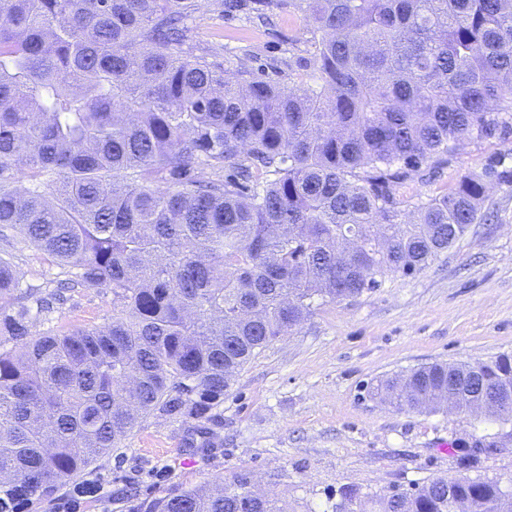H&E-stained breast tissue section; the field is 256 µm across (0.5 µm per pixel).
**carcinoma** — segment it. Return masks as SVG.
Returning a JSON list of instances; mask_svg holds the SVG:
<instances>
[{"label":"carcinoma","mask_w":512,"mask_h":512,"mask_svg":"<svg viewBox=\"0 0 512 512\" xmlns=\"http://www.w3.org/2000/svg\"><path fill=\"white\" fill-rule=\"evenodd\" d=\"M320 84L227 76L186 48L202 0H0V239L69 277L47 298L0 256V512L78 478L150 414L208 424L237 374L318 307L423 270L477 223L489 162L405 191L463 144L512 125V0H292ZM112 321L39 334L82 288ZM512 388V355L431 364L377 386L399 409ZM484 438L463 446L477 462ZM247 476L127 512H287ZM500 484L427 479L333 512H495Z\"/></svg>","instance_id":"cac0c4a2"}]
</instances>
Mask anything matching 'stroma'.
<instances>
[{
  "label": "stroma",
  "mask_w": 512,
  "mask_h": 512,
  "mask_svg": "<svg viewBox=\"0 0 512 512\" xmlns=\"http://www.w3.org/2000/svg\"><path fill=\"white\" fill-rule=\"evenodd\" d=\"M188 26L194 54L226 73L244 66L283 84L292 76L316 83L306 22L292 6L260 22L204 0ZM492 159L512 169V130L456 146L436 179L410 187L436 194ZM483 209L492 220L471 225L422 271L385 275L379 288L314 310L249 361L215 411L212 447L190 446L191 423L147 416L76 481L22 512H125L127 492L208 487L241 473L286 502L288 512H332L342 487L382 495L460 475L459 446L481 436L497 448L466 473L512 490L511 425L449 410H398L372 395L380 381L419 366L512 354V183L491 185ZM4 252L22 286L51 290L59 269L41 252L18 235L0 242ZM111 319L110 289L91 287L37 329Z\"/></svg>",
  "instance_id": "stroma-1"
}]
</instances>
